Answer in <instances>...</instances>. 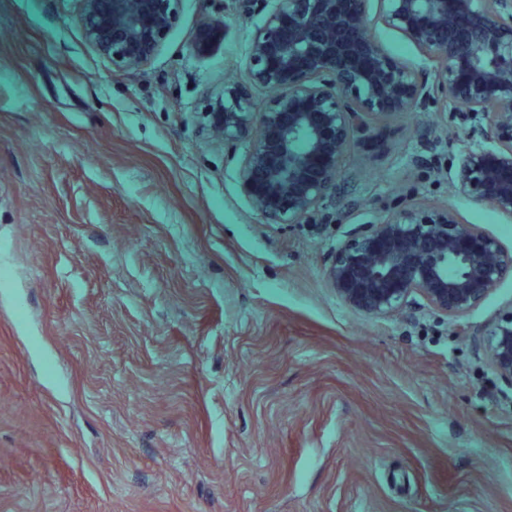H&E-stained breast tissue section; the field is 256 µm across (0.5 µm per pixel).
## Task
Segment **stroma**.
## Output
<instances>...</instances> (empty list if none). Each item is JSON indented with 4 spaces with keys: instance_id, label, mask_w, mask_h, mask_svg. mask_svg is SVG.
<instances>
[{
    "instance_id": "obj_1",
    "label": "stroma",
    "mask_w": 512,
    "mask_h": 512,
    "mask_svg": "<svg viewBox=\"0 0 512 512\" xmlns=\"http://www.w3.org/2000/svg\"><path fill=\"white\" fill-rule=\"evenodd\" d=\"M254 23L180 0L119 71L78 0H0V512H512V387L474 338L512 277L451 319L361 313L326 276L397 198L512 247L455 184L471 137L375 118L343 163L356 209L265 223L248 141L204 117Z\"/></svg>"
}]
</instances>
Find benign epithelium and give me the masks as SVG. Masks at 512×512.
<instances>
[{"instance_id": "obj_1", "label": "benign epithelium", "mask_w": 512, "mask_h": 512, "mask_svg": "<svg viewBox=\"0 0 512 512\" xmlns=\"http://www.w3.org/2000/svg\"><path fill=\"white\" fill-rule=\"evenodd\" d=\"M86 38L118 70L148 63L180 0H79ZM257 16L247 82L230 79L210 104V130L251 148L242 191L267 224H306L341 189V161L372 137L374 116L452 114L479 139L455 179L472 200L512 216V0H379L381 24L428 61L410 67L370 34V0H236ZM269 93L258 106L247 87ZM306 134L305 148L295 135ZM455 261L459 270L448 273ZM512 274V248L450 209L400 201L336 246L327 276L349 307L373 316L415 295L452 319L479 306ZM499 378L512 387V307L475 332Z\"/></svg>"}]
</instances>
